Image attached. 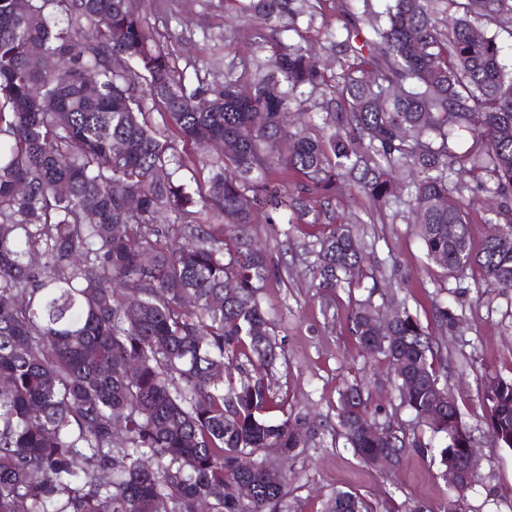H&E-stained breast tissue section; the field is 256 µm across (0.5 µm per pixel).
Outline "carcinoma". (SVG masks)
<instances>
[{"label":"carcinoma","instance_id":"obj_1","mask_svg":"<svg viewBox=\"0 0 512 512\" xmlns=\"http://www.w3.org/2000/svg\"><path fill=\"white\" fill-rule=\"evenodd\" d=\"M291 4L253 9L266 23ZM448 9L445 26L434 0L364 4L371 37L356 42L357 15L344 23L330 81L302 43H278L259 76L229 67L190 92L139 0H28L23 12L0 0V512H288L289 479L268 482L262 462L271 448L304 447L306 418L283 410L264 375L279 357L262 307L272 267L245 233L261 215L293 222L300 201L283 200L277 168L306 191L349 185L379 207L399 189L448 277L476 265L488 285L512 281V74L497 41L512 38V0ZM47 55L56 68L42 66ZM319 88L328 105L315 133L279 124ZM476 114L458 153L455 131ZM228 138L237 150L211 160L180 150ZM189 164L210 167L208 180L175 177ZM477 174L502 205L487 219L498 235L475 250ZM318 245V287L352 286L363 238L336 224ZM376 311L369 297L352 301L350 336L393 371L431 439L389 419L384 435L366 433L381 408L362 381L344 384L336 436L369 465L403 448L459 462L473 439L430 334L402 302L393 338L376 346ZM436 318L446 333L460 322L446 306ZM481 404L492 441L512 449V378L485 373ZM477 481L450 488L439 512H461ZM325 512L374 510L338 489Z\"/></svg>","mask_w":512,"mask_h":512}]
</instances>
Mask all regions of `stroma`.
<instances>
[{"instance_id": "obj_1", "label": "stroma", "mask_w": 512, "mask_h": 512, "mask_svg": "<svg viewBox=\"0 0 512 512\" xmlns=\"http://www.w3.org/2000/svg\"><path fill=\"white\" fill-rule=\"evenodd\" d=\"M366 2L380 11L387 0H316L311 12L264 28L252 17L251 0H144L142 10L156 38L171 47L186 86L193 88L220 79L223 66L231 63L239 73H256L278 41L302 42L328 72H335L334 44L346 8ZM278 181L283 193L304 199L307 214L291 225L258 222L249 234L267 249L274 269L265 305L285 356L269 374L271 386L316 430L307 447L281 463L291 479V512H323L329 495L339 489L362 494L376 512H435L447 498L448 485L430 455L409 449L396 467L376 468L362 463L336 436L338 392L354 379L369 383L389 419L404 427L411 420L389 371L376 366L348 332L349 300L366 297L371 285L398 290L417 313L473 430L482 462L480 479L463 503L465 512H512V449L491 443L480 406L484 368L512 377V287L487 286L477 269L461 280L446 277L427 260L415 233L417 216L404 204L376 210L356 194H305L296 176L283 174ZM341 222L363 231L374 249L367 267L378 275L326 295L314 274L317 240L329 225ZM442 302L462 316L456 332L437 326L434 307Z\"/></svg>"}]
</instances>
